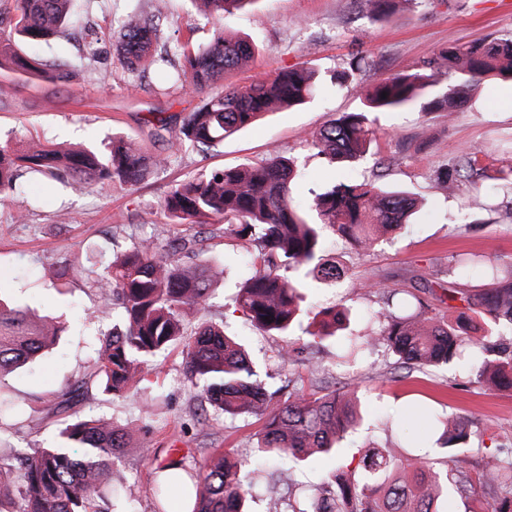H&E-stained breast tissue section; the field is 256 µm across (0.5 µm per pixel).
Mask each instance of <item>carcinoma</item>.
<instances>
[{
  "label": "carcinoma",
  "instance_id": "carcinoma-1",
  "mask_svg": "<svg viewBox=\"0 0 512 512\" xmlns=\"http://www.w3.org/2000/svg\"><path fill=\"white\" fill-rule=\"evenodd\" d=\"M0 11V71H35L46 81L62 77L52 68L39 69L20 55L24 41L38 43L62 34L71 15L72 0H12ZM215 26L212 41L196 48L191 41L176 43L183 58L178 72L201 104L182 118L178 129L163 123L156 136L169 148L210 149L260 120L265 114L306 104L314 99L321 74L310 66L278 72L249 85L226 84L228 72L254 53L249 40L224 33V14L257 0H193ZM376 16L392 14L396 0H358ZM159 24L153 16L132 14L121 24L116 50L132 73L162 58L158 53ZM488 80L512 81V32L504 37L454 43L433 53L411 73L388 77L353 89L362 102L355 112H343L311 134V144L330 165L364 157L372 143L368 113L419 106L452 113L462 94ZM387 97H382V93ZM164 159L146 155L122 136L112 138L109 150H61L44 145L32 152L0 146V200L15 188L21 168L44 173L74 185L93 182L133 186ZM476 158L460 152L456 166L441 178L451 192L473 176ZM297 175L295 161L278 154L231 169H214L174 185L161 206L179 226L198 227L197 234L177 237L162 246L143 237L115 255L96 275L94 284L105 300L122 311V324L103 334L92 378L114 396L129 392L132 378L154 357L183 342L188 381L202 387L218 416H253L262 422L249 471L215 451L181 475L167 466L155 490L164 503L170 486L182 482L191 512H244L248 497L261 481H270L271 464L302 465L317 454H332L360 423L354 392L334 389L321 394L294 388L283 398L260 377L243 345L224 334L223 326H201L184 342V315L207 302L210 288L203 242L219 236L246 238L249 273L237 286L235 309L251 324L271 335L288 336L305 326V335L289 340L277 353L281 367L301 363L316 370L308 350L336 331L347 328L345 311L308 307L306 289L312 282L333 284L344 267L326 254L325 229L360 249H371L380 237L409 222L417 202L403 191L375 183L340 181L314 193L305 203L291 197ZM465 309L486 320L484 336L463 337L457 322L428 315L429 305L416 299L413 311L403 313L387 296L374 311L373 333L365 343L384 348L397 369L443 366L467 354L474 362L476 382L487 389L512 392V345L503 332H512V269L491 287L462 298ZM269 320H264V317ZM66 329L55 318L33 319L20 307L0 302V376L41 356ZM496 352L498 357H485ZM442 430L447 454L440 461L429 454L403 448L369 446L362 450L357 469L341 468L325 475L308 508L291 512H443L448 488L463 493L471 485L466 470L469 438L462 415L428 414ZM130 429L103 417L69 423L63 435L76 448L75 458L59 448H33L18 455L0 451V512H106L101 507L112 488V460L126 447ZM480 484L492 502L489 512H512V441L482 459Z\"/></svg>",
  "mask_w": 512,
  "mask_h": 512
}]
</instances>
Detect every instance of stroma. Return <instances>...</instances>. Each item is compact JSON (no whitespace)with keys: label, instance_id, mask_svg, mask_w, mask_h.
I'll use <instances>...</instances> for the list:
<instances>
[{"label":"stroma","instance_id":"1","mask_svg":"<svg viewBox=\"0 0 512 512\" xmlns=\"http://www.w3.org/2000/svg\"><path fill=\"white\" fill-rule=\"evenodd\" d=\"M133 13L158 16L161 41L169 46L186 39L204 45L213 36L212 25L190 0H75L65 34L37 49L41 60L63 64L65 79L52 83L7 74L12 91L0 97V143L103 150L119 134L147 153H165L166 143L152 136L155 126L176 124L199 98L169 81L164 67L134 75L120 63L112 32ZM224 27L255 47L247 65L229 74V83L246 85L304 63L328 76L347 70L351 53L358 51L365 61L357 80L367 85L421 66L448 44L512 32V0H416L388 19L372 17L359 0H258L253 8L225 16ZM89 30L100 37L93 56L83 39ZM360 107L350 88L326 79L313 104L269 113L215 149L180 151L135 186L73 188L21 171L15 191L0 202V296L36 315L62 318L68 328L43 360L0 380L19 405L17 416L0 420V446L23 452L64 446L63 429L79 417L103 415L115 425L132 426L129 444L112 466V481L134 485L137 499L115 502L116 512H154L156 469L174 457L199 461L223 448L237 459L248 458L259 421L215 417L187 381L178 346L136 374V388L128 396L115 397L92 385L74 392L71 408L61 409L60 403L69 385L94 370L102 332L121 318L120 309L105 308L94 288L96 272L142 237L163 244L175 234L160 207L172 186L275 151L299 165L293 186L297 201L348 179L406 191L421 208L411 224L367 252L328 236L329 248L348 272L336 284L310 289L308 301L316 309L348 308L351 324L346 335L314 348L315 374L302 366L277 368L272 358L284 337L255 330L242 312L233 311L234 285L247 272L252 250L246 240L229 239L215 248L211 297L204 310L189 316L187 332L204 322L223 323L226 332L245 340L276 388L287 387L295 374L308 391L355 387L365 422L344 442L348 469H355L359 448L368 445H435L439 433L425 417L434 410L468 417V470L477 474L483 456L512 437V393L483 388L465 368L394 370L383 348L363 343L373 326L371 314L382 303L363 285L381 283L453 318L463 307L461 294L486 288L494 273L512 265V84L482 83L451 115H425L416 108L372 113L370 154L349 168L326 166L311 145L312 133L336 113ZM461 149L475 152L481 177L478 186L463 183L449 194L438 178L453 167ZM382 158L387 164L381 168ZM19 212L26 223H16ZM466 252L482 261L457 270L451 257ZM452 291L458 299H449ZM144 446L152 448L151 458L141 456ZM330 463V457L319 455L294 468L282 477L280 491L290 492L293 506L301 507Z\"/></svg>","mask_w":512,"mask_h":512}]
</instances>
